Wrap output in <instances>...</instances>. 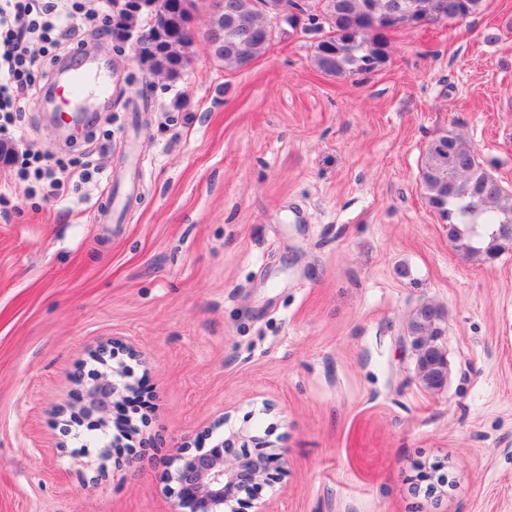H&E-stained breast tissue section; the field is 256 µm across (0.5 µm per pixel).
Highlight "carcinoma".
I'll return each instance as SVG.
<instances>
[{
  "label": "carcinoma",
  "mask_w": 512,
  "mask_h": 512,
  "mask_svg": "<svg viewBox=\"0 0 512 512\" xmlns=\"http://www.w3.org/2000/svg\"><path fill=\"white\" fill-rule=\"evenodd\" d=\"M112 2V41L121 45L126 36L148 29V14L124 8L122 0ZM169 17L156 34L146 35L139 64L150 75L179 78L191 62L192 27L197 0H167ZM267 13L273 7L292 11L288 25L295 29L300 17L324 31L314 45L313 62L318 71L330 76L369 74L383 66L389 56V34L420 19L435 24L454 22L482 11L484 0H311L305 7L298 0H223V12L213 14L206 34L213 56L224 68L241 70L266 52L275 39V29L256 7ZM419 183L427 205L450 226V242L468 256L495 258L511 243L500 226L512 224V192L483 165L466 139L448 131L427 145L419 170ZM433 305L419 307L407 329L420 336L425 327L444 335L443 313L429 320Z\"/></svg>",
  "instance_id": "obj_1"
}]
</instances>
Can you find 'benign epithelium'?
Instances as JSON below:
<instances>
[{
	"label": "benign epithelium",
	"instance_id": "1",
	"mask_svg": "<svg viewBox=\"0 0 512 512\" xmlns=\"http://www.w3.org/2000/svg\"><path fill=\"white\" fill-rule=\"evenodd\" d=\"M148 9L151 25L157 29L163 26L169 12L166 0H151ZM440 341L441 337L429 333L403 337V342L414 351L419 346L431 348L435 367L444 359ZM116 376L127 377V370L121 363L109 367L107 372L95 374L79 403L66 405L60 412L69 414L71 423L91 419L92 426L107 430L111 423L110 408L136 392V386L130 382H114ZM282 461L280 449L270 450L268 444L262 442L257 443L253 453L247 448L237 451L222 439L210 448L187 445L175 448L170 455L173 466L170 480L177 485L174 512H235L231 503L238 494L242 491L258 493L268 480L270 467Z\"/></svg>",
	"mask_w": 512,
	"mask_h": 512
}]
</instances>
